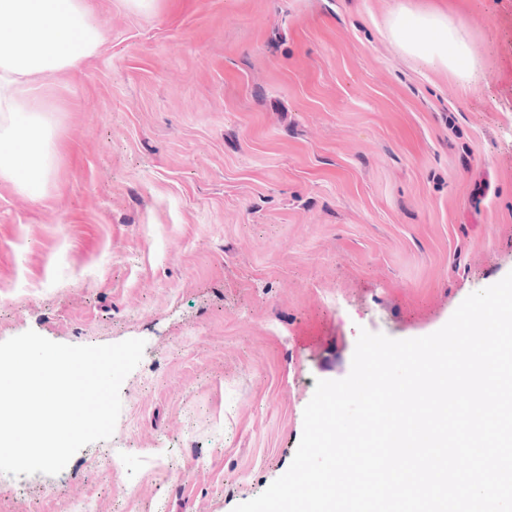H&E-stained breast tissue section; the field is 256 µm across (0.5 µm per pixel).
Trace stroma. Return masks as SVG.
Returning <instances> with one entry per match:
<instances>
[{"instance_id":"1","label":"stroma","mask_w":512,"mask_h":512,"mask_svg":"<svg viewBox=\"0 0 512 512\" xmlns=\"http://www.w3.org/2000/svg\"><path fill=\"white\" fill-rule=\"evenodd\" d=\"M88 3L55 187L0 181V341L146 346L113 436L0 474V512H232L360 330L431 334L512 272V0ZM402 5L472 32L478 90L397 51Z\"/></svg>"}]
</instances>
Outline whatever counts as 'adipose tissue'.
Wrapping results in <instances>:
<instances>
[{
    "mask_svg": "<svg viewBox=\"0 0 512 512\" xmlns=\"http://www.w3.org/2000/svg\"><path fill=\"white\" fill-rule=\"evenodd\" d=\"M0 178L34 199L54 185L50 76L91 57L103 40L87 0H0ZM384 34L403 55L467 87L481 61L473 35L443 9L393 11Z\"/></svg>",
    "mask_w": 512,
    "mask_h": 512,
    "instance_id": "obj_1",
    "label": "adipose tissue"
}]
</instances>
